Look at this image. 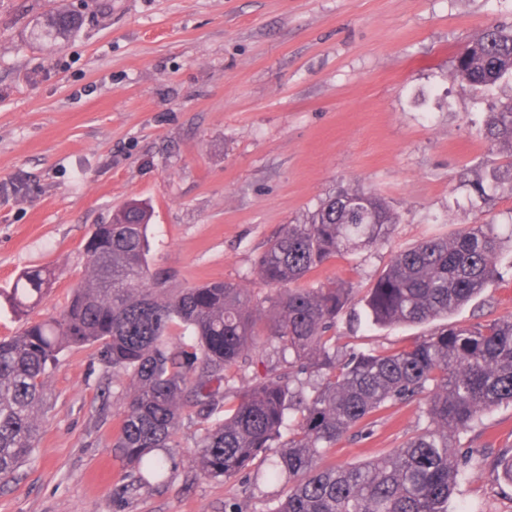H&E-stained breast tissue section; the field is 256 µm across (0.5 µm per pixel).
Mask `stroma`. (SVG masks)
I'll list each match as a JSON object with an SVG mask.
<instances>
[{
    "label": "stroma",
    "instance_id": "35a3bbf8",
    "mask_svg": "<svg viewBox=\"0 0 512 512\" xmlns=\"http://www.w3.org/2000/svg\"><path fill=\"white\" fill-rule=\"evenodd\" d=\"M66 7L80 26L37 37ZM512 24V0H0V338L56 315L87 272L83 244L123 203L149 205L151 267L184 288L224 280L262 314L270 289L257 262L284 225L344 187L374 191L399 217L388 239L331 259L304 285L367 290L399 251L452 236L478 218L512 224V189L491 204L471 182L512 161L484 132L512 80L476 90L455 76L462 47ZM53 284L27 318L4 296L27 268ZM500 279L449 320L380 328L336 323L339 358L411 345L445 323L512 317V251ZM286 374L261 339L230 383ZM39 439L0 482V512H266L288 492L270 462L229 480L195 463L205 424L184 417L163 449L166 477L138 481L112 442L130 389L96 348L64 351L46 383ZM425 402L398 403L344 437L324 465L368 464L427 426ZM512 450V405L456 438L466 457L448 512H512V486L473 455Z\"/></svg>",
    "mask_w": 512,
    "mask_h": 512
}]
</instances>
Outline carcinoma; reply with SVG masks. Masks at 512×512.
Returning <instances> with one entry per match:
<instances>
[{
    "mask_svg": "<svg viewBox=\"0 0 512 512\" xmlns=\"http://www.w3.org/2000/svg\"><path fill=\"white\" fill-rule=\"evenodd\" d=\"M77 18L56 11L41 38L55 44ZM457 77L476 88L512 79V25L494 26L463 47ZM485 132L512 157V97L487 113ZM512 160L471 184L490 203ZM400 217L377 193L339 189L300 224H287L259 258L260 279L275 295L272 314L259 328L258 308L239 285L211 281L169 286L171 275L151 271L145 246L150 211L130 202L109 224H96L83 254L89 276L73 288L56 317L27 321L0 339V479L13 475L36 448L37 412L45 377L59 355L94 346L112 373L127 380L131 398L113 447L139 481L161 479L184 413L212 421L196 443L205 478L230 479L249 470L273 447L287 418L300 413L288 445L269 477L288 476V494L269 512H448L460 475L452 439L503 404H512V318L450 326L393 352L352 353L343 362L329 332L352 305L351 284H294L348 251L387 240ZM502 238L496 225L478 219L452 238L435 237L394 256L364 296L366 319L379 327L426 324L478 297L498 277ZM52 285L50 270L22 272L10 294L22 317ZM182 329L191 344L175 345ZM268 335L299 369L259 377L225 408L230 371L245 362ZM322 374L311 397L298 385L305 367ZM426 397L429 426L384 460L324 466L322 456L348 432L371 424L388 405ZM494 469L512 484V452Z\"/></svg>",
    "mask_w": 512,
    "mask_h": 512,
    "instance_id": "obj_1",
    "label": "carcinoma"
}]
</instances>
